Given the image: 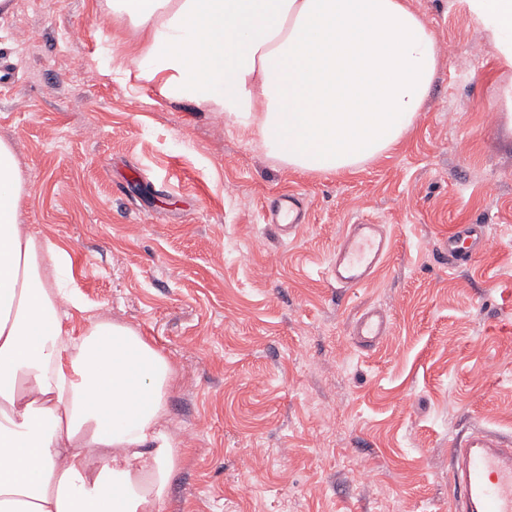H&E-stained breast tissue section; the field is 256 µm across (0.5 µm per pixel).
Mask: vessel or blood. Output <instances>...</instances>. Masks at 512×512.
<instances>
[{
    "label": "vessel or blood",
    "instance_id": "vessel-or-blood-1",
    "mask_svg": "<svg viewBox=\"0 0 512 512\" xmlns=\"http://www.w3.org/2000/svg\"><path fill=\"white\" fill-rule=\"evenodd\" d=\"M265 223L292 232L304 222L302 202L291 194L274 200L264 211ZM486 227L460 224L449 233L443 248L448 263H470L485 248ZM392 250V239L384 225L363 221L349 225L328 267L330 279L340 288L370 283L384 266ZM390 332L388 317L378 308L364 311L354 322L356 343L373 346ZM450 478L458 491L454 512H512V443L488 429L472 430L450 446Z\"/></svg>",
    "mask_w": 512,
    "mask_h": 512
}]
</instances>
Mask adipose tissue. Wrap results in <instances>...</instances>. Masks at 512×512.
<instances>
[{
	"mask_svg": "<svg viewBox=\"0 0 512 512\" xmlns=\"http://www.w3.org/2000/svg\"><path fill=\"white\" fill-rule=\"evenodd\" d=\"M512 67V0H468ZM138 76L259 137L288 168L355 172L396 148L437 73L406 0H110ZM30 186L0 138V512H161L180 458L168 359L62 288L69 253L23 222Z\"/></svg>",
	"mask_w": 512,
	"mask_h": 512,
	"instance_id": "1",
	"label": "adipose tissue"
}]
</instances>
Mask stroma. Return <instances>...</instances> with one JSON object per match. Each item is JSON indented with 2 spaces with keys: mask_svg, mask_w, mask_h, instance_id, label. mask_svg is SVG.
Segmentation results:
<instances>
[{
  "mask_svg": "<svg viewBox=\"0 0 512 512\" xmlns=\"http://www.w3.org/2000/svg\"><path fill=\"white\" fill-rule=\"evenodd\" d=\"M409 3L440 52L424 108L387 156L329 175L128 73L135 32L105 0L0 16L17 70L0 138L31 185L24 219L70 252L72 293L175 369L162 512H450L449 440L512 436V69L466 0ZM288 191L306 222L287 236L261 211ZM360 220L394 245L373 281L341 289L328 264ZM457 224L486 225L488 246L452 269ZM372 307L391 329L363 349L351 328Z\"/></svg>",
  "mask_w": 512,
  "mask_h": 512,
  "instance_id": "35a3bbf8",
  "label": "stroma"
}]
</instances>
